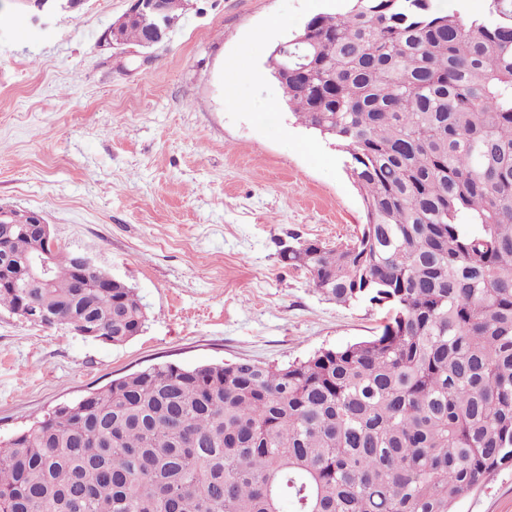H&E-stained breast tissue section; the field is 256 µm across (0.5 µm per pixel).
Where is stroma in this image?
Masks as SVG:
<instances>
[{
    "label": "stroma",
    "instance_id": "35a3bbf8",
    "mask_svg": "<svg viewBox=\"0 0 512 512\" xmlns=\"http://www.w3.org/2000/svg\"><path fill=\"white\" fill-rule=\"evenodd\" d=\"M131 0L19 11L0 0V204L41 213L63 252L134 289L121 345L0 310V438L113 378L170 362L302 361L378 332L281 248L356 238L362 197L335 141L299 124L266 66L343 0H184L164 42L100 35ZM454 512H512V466Z\"/></svg>",
    "mask_w": 512,
    "mask_h": 512
}]
</instances>
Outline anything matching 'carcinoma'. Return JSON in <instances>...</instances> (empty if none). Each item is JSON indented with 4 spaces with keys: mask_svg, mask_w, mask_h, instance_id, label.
<instances>
[{
    "mask_svg": "<svg viewBox=\"0 0 512 512\" xmlns=\"http://www.w3.org/2000/svg\"><path fill=\"white\" fill-rule=\"evenodd\" d=\"M288 107L336 141L355 240L280 252L322 295L386 309L379 334L278 366L157 363L0 439V512H451L512 465V0L469 21L431 0H347L292 34ZM0 224V270L35 254ZM123 344L134 289L57 251L0 308Z\"/></svg>",
    "mask_w": 512,
    "mask_h": 512,
    "instance_id": "cac0c4a2",
    "label": "carcinoma"
}]
</instances>
